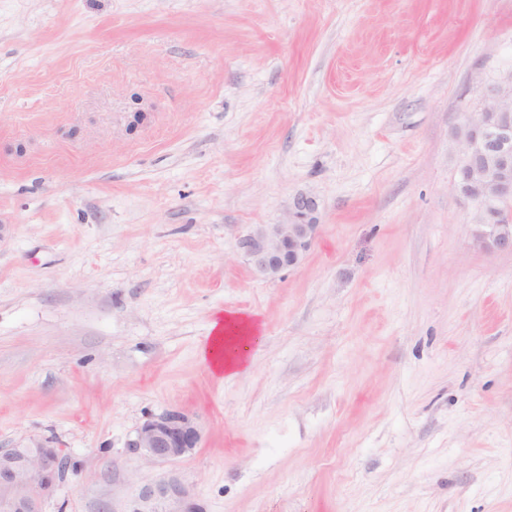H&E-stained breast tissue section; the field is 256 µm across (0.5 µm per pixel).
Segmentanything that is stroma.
Returning <instances> with one entry per match:
<instances>
[{"instance_id":"1","label":"stroma","mask_w":512,"mask_h":512,"mask_svg":"<svg viewBox=\"0 0 512 512\" xmlns=\"http://www.w3.org/2000/svg\"><path fill=\"white\" fill-rule=\"evenodd\" d=\"M512 77V0H0V448L46 512L176 471L205 512H512V253L455 131ZM320 229L266 278L238 240ZM261 325L246 372L201 358ZM178 408L173 464L130 451ZM314 196L296 194L288 205V222L262 224L238 241L241 254L263 276L274 279L299 267L320 227ZM212 336L202 350V358L212 374L236 375L247 363L258 328L249 317L234 312L217 315ZM201 431L189 414L171 409L143 423L128 447L153 463H174L198 448ZM63 471L58 448H1L0 512H44Z\"/></svg>"}]
</instances>
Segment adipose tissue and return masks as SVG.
Segmentation results:
<instances>
[{
	"mask_svg": "<svg viewBox=\"0 0 512 512\" xmlns=\"http://www.w3.org/2000/svg\"><path fill=\"white\" fill-rule=\"evenodd\" d=\"M258 328L248 317L234 312L217 315L212 336L202 350V358L216 376L236 375L247 363Z\"/></svg>",
	"mask_w": 512,
	"mask_h": 512,
	"instance_id": "ef3b65f1",
	"label": "adipose tissue"
}]
</instances>
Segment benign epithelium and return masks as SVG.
I'll list each match as a JSON object with an SVG mask.
<instances>
[{
  "label": "benign epithelium",
  "instance_id": "obj_1",
  "mask_svg": "<svg viewBox=\"0 0 512 512\" xmlns=\"http://www.w3.org/2000/svg\"><path fill=\"white\" fill-rule=\"evenodd\" d=\"M461 159L467 161L454 191L474 208L472 238L479 247L512 253V224L498 205L512 201V80L490 91L485 107L469 115L456 133ZM314 196L296 194L288 222L262 224L238 241L241 254L263 276L274 279L299 267L320 227ZM201 442L197 421L171 409L143 423L128 448L153 463H174ZM58 448L0 449V512H44L62 483ZM125 512H204L188 484L170 474L141 486Z\"/></svg>",
  "mask_w": 512,
  "mask_h": 512
}]
</instances>
